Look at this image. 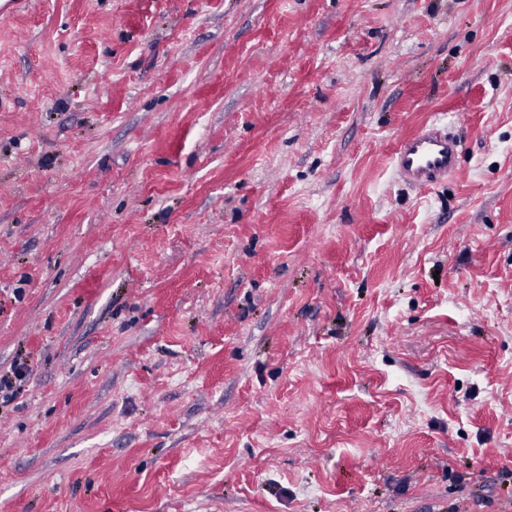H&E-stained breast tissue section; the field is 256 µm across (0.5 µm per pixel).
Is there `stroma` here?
Instances as JSON below:
<instances>
[{
    "label": "stroma",
    "instance_id": "obj_1",
    "mask_svg": "<svg viewBox=\"0 0 512 512\" xmlns=\"http://www.w3.org/2000/svg\"><path fill=\"white\" fill-rule=\"evenodd\" d=\"M20 359L0 512H512V0L0 17ZM459 146L447 131L432 123L401 142L393 165L411 186L423 190L459 172Z\"/></svg>",
    "mask_w": 512,
    "mask_h": 512
}]
</instances>
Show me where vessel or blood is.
Here are the masks:
<instances>
[{
	"label": "vessel or blood",
	"mask_w": 512,
	"mask_h": 512,
	"mask_svg": "<svg viewBox=\"0 0 512 512\" xmlns=\"http://www.w3.org/2000/svg\"><path fill=\"white\" fill-rule=\"evenodd\" d=\"M458 157V141L430 124L401 142L393 155V165L411 186L423 190L457 174Z\"/></svg>",
	"instance_id": "b4317fda"
}]
</instances>
